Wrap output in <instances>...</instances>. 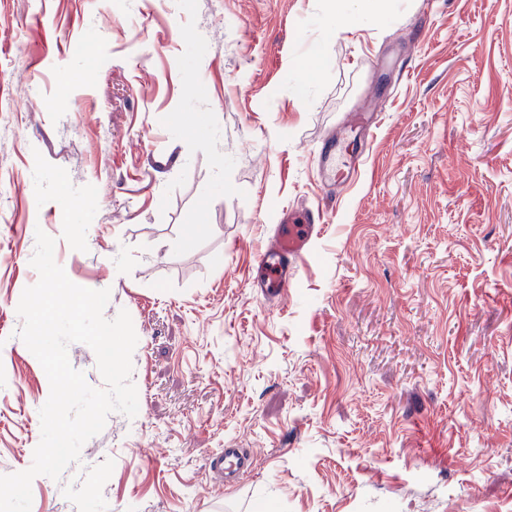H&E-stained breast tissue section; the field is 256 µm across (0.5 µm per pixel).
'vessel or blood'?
I'll return each instance as SVG.
<instances>
[{
    "label": "vessel or blood",
    "mask_w": 512,
    "mask_h": 512,
    "mask_svg": "<svg viewBox=\"0 0 512 512\" xmlns=\"http://www.w3.org/2000/svg\"><path fill=\"white\" fill-rule=\"evenodd\" d=\"M378 122L377 113L355 108L345 113L334 134L322 139L315 166L324 187L334 190L354 181ZM323 228V211L298 204L280 208L279 219L270 226L266 243L255 259L251 285L263 301L271 302L287 293ZM253 462V457L243 449L226 448L212 456L210 465L230 484Z\"/></svg>",
    "instance_id": "obj_1"
}]
</instances>
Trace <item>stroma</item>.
<instances>
[{
    "label": "stroma",
    "instance_id": "35a3bbf8",
    "mask_svg": "<svg viewBox=\"0 0 512 512\" xmlns=\"http://www.w3.org/2000/svg\"><path fill=\"white\" fill-rule=\"evenodd\" d=\"M333 13L0 0V475L50 393L17 336L36 231L138 338L137 415L31 512H512V0H373L337 38ZM369 85L362 173L261 301L254 256L322 204L313 152ZM216 448L252 472L219 485Z\"/></svg>",
    "mask_w": 512,
    "mask_h": 512
}]
</instances>
